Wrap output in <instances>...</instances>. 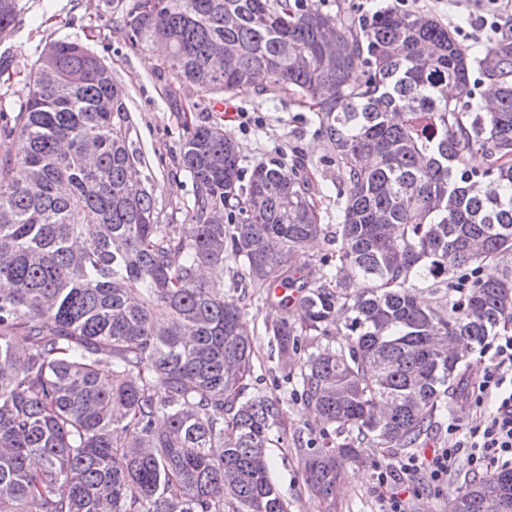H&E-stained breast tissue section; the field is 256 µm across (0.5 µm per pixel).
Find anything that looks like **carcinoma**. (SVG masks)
I'll list each match as a JSON object with an SVG mask.
<instances>
[{
	"instance_id": "cac0c4a2",
	"label": "carcinoma",
	"mask_w": 512,
	"mask_h": 512,
	"mask_svg": "<svg viewBox=\"0 0 512 512\" xmlns=\"http://www.w3.org/2000/svg\"><path fill=\"white\" fill-rule=\"evenodd\" d=\"M15 9L0 0V37ZM125 26L138 45L168 44L179 82L313 112L346 187L336 249L304 275L328 233L304 160L249 171L218 123L182 146L196 186L184 223H158L112 70L80 41L47 45L3 129L22 151L0 157V512H288L268 455L284 408L248 392L230 263L299 308L300 325L268 331L285 365L310 337L302 399L323 429L299 451L333 512L343 465L366 446L419 447L470 353L512 322V276H472L512 255V73L494 74L483 111L467 49L391 6L356 23L315 0H138ZM430 281L448 304H422ZM494 491L512 512V469L470 480L448 512H490Z\"/></svg>"
}]
</instances>
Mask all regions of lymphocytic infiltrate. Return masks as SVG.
Here are the masks:
<instances>
[{"label":"lymphocytic infiltrate","instance_id":"lymphocytic-infiltrate-1","mask_svg":"<svg viewBox=\"0 0 512 512\" xmlns=\"http://www.w3.org/2000/svg\"><path fill=\"white\" fill-rule=\"evenodd\" d=\"M474 17L461 30L463 41L479 43L496 38L512 41V0H473ZM482 353L485 362L466 382L464 408L480 420L467 430L449 423L444 446L423 455H412L397 467L379 469V485H387L393 473L407 479L427 474L431 485L441 486L459 463L472 472L492 474L512 467V326L497 331Z\"/></svg>","mask_w":512,"mask_h":512}]
</instances>
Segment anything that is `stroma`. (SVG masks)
Wrapping results in <instances>:
<instances>
[{
    "label": "stroma",
    "instance_id": "stroma-1",
    "mask_svg": "<svg viewBox=\"0 0 512 512\" xmlns=\"http://www.w3.org/2000/svg\"><path fill=\"white\" fill-rule=\"evenodd\" d=\"M137 0H16V16L8 37L0 39V123L13 124L23 106L28 70L40 51L58 40L86 44L112 70V79L125 93L132 123L130 139L144 159L146 186L152 193L159 223H183L192 205L195 185L179 165L180 147L197 125L217 122L238 143L246 168L274 157L291 161L300 151L309 162L314 189L322 200L323 221L336 222V166L328 143L315 133L310 112L292 97L264 101L253 94L211 95L179 83L165 66L163 45H133L123 24ZM248 112L254 118L240 127L232 116ZM232 294L238 298L254 344L251 390L279 397L285 410L287 439L269 450L270 478L288 504V512H325V506L307 488L297 441L318 437L317 415L302 404L294 369L284 368L269 327L281 317L298 323L297 310L278 307L269 289L241 282ZM368 465L347 466L337 487L335 512H382L384 503L376 478L378 464L407 457L404 449L384 455L368 449ZM472 473L466 464L433 489L418 476L406 490V512H448V499Z\"/></svg>",
    "mask_w": 512,
    "mask_h": 512
}]
</instances>
